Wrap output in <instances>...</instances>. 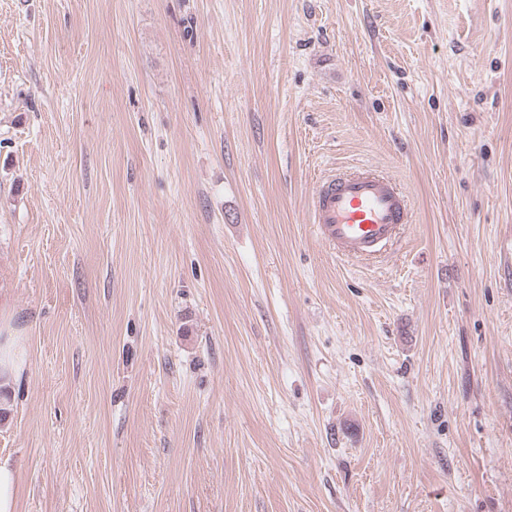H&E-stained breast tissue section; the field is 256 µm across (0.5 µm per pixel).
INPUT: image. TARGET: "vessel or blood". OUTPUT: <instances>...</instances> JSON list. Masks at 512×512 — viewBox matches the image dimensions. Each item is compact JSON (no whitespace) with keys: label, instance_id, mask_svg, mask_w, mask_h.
Wrapping results in <instances>:
<instances>
[{"label":"vessel or blood","instance_id":"obj_1","mask_svg":"<svg viewBox=\"0 0 512 512\" xmlns=\"http://www.w3.org/2000/svg\"><path fill=\"white\" fill-rule=\"evenodd\" d=\"M310 212L318 238L338 256L357 260L382 257L410 221L397 184L367 172L321 179L311 191Z\"/></svg>","mask_w":512,"mask_h":512}]
</instances>
